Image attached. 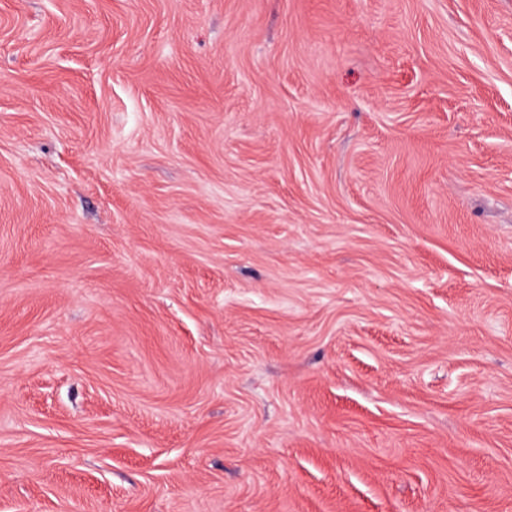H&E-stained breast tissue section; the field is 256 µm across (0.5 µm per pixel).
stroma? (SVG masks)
I'll use <instances>...</instances> for the list:
<instances>
[{
  "mask_svg": "<svg viewBox=\"0 0 512 512\" xmlns=\"http://www.w3.org/2000/svg\"><path fill=\"white\" fill-rule=\"evenodd\" d=\"M0 512H512V0H0Z\"/></svg>",
  "mask_w": 512,
  "mask_h": 512,
  "instance_id": "obj_1",
  "label": "stroma"
}]
</instances>
